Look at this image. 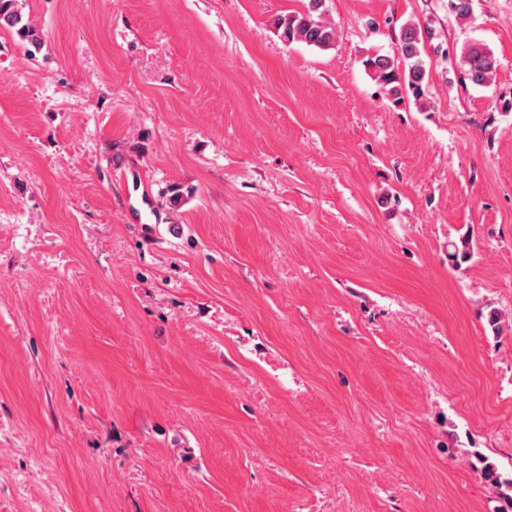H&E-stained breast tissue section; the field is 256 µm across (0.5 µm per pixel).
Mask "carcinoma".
Returning a JSON list of instances; mask_svg holds the SVG:
<instances>
[{
  "label": "carcinoma",
  "mask_w": 512,
  "mask_h": 512,
  "mask_svg": "<svg viewBox=\"0 0 512 512\" xmlns=\"http://www.w3.org/2000/svg\"><path fill=\"white\" fill-rule=\"evenodd\" d=\"M324 0H307L303 11L279 15L273 19V28L288 43L303 42L321 50L332 48L336 40V27L323 17ZM25 0H0V27L13 29L32 50L39 51L42 39L36 27L24 14ZM424 49L422 30L413 23L405 24L400 32L396 48L391 54L377 51L369 53L363 65L373 75L385 95L398 103L406 91L416 98L424 95L427 72L421 58ZM459 64L463 77L474 86L489 84L497 70L493 52L480 43H468L461 47ZM448 256L460 266L469 261V239L460 238L450 243Z\"/></svg>",
  "instance_id": "cac0c4a2"
}]
</instances>
